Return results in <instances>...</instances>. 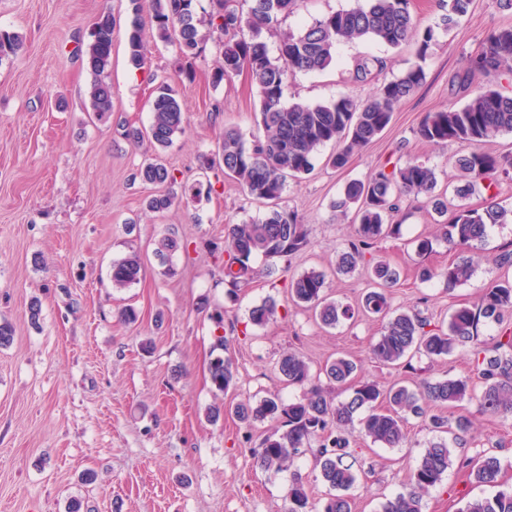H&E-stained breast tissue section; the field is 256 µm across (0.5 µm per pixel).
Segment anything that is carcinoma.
<instances>
[{"instance_id": "cac0c4a2", "label": "carcinoma", "mask_w": 512, "mask_h": 512, "mask_svg": "<svg viewBox=\"0 0 512 512\" xmlns=\"http://www.w3.org/2000/svg\"><path fill=\"white\" fill-rule=\"evenodd\" d=\"M197 0H129L132 12L127 51L130 64L136 68L145 63V41L141 14L150 12L158 40L176 46L181 55L197 58L205 52L200 35ZM242 12L234 0H211L209 25L220 34L217 61L212 83L247 72L255 87L263 137L247 143L235 128L224 129L222 160L224 176L230 177L259 201L272 204L262 218L228 225L224 237V283L226 295L234 300L246 287L252 273L251 261L260 253L268 259H288L308 245V230L298 214L280 206L290 177L300 179L312 172L317 150L335 146L330 163L343 169L352 153L376 140L390 125L395 110L425 81L422 61L435 42L436 30L449 31L466 16L474 0H442L443 13L434 23L420 28L411 11V0H366L363 5L332 11L307 27L279 34L278 56L269 53L261 39L263 30L278 17L292 12L295 0H250ZM112 15L102 13L94 24L91 41L85 51V63L93 79L87 88V99L94 117L101 121L112 114V84L105 72L112 62ZM369 38L391 48L410 42L417 45L419 62L401 75L386 79V68L380 58H361L353 78L360 83L374 82L373 96L360 101L341 95L324 103L297 101L285 103L284 85L288 74L313 72L327 68L341 43ZM22 45L20 35L0 29V60L17 55ZM512 74V25L495 27L487 32L478 54L464 57V69L455 73L451 91L465 98L458 106H448L427 113L416 128V137L425 143L455 142L463 151L454 161L455 177L460 183L456 195L465 198L474 185L484 182L494 190L502 176L512 174V151L492 152L485 144L503 133L512 132V93L494 88H475L471 75L484 70ZM185 129V114L176 92L161 83L153 100L149 127L125 129V137L138 142L148 138L163 151ZM137 178L158 187L174 181L167 166L155 159L142 166ZM433 168L409 160L380 170L365 179L346 182L334 202L341 215L355 212L356 235L337 257L335 273L347 275L360 266L370 267L374 288L365 294L359 307L331 300L326 295V274L311 270L288 281V294L298 305L315 310L321 322L333 326L355 316L356 309L387 319L381 335L371 344V355L383 364H397L415 354L438 360L466 349L478 378L483 383L479 397L483 413L512 414V331H504L491 348L479 340L483 322H501L512 311V279L507 278L486 289L478 300L463 304L449 315L443 328L431 324L415 309L394 310L386 289L400 277L397 268L374 257L372 249L383 237L400 234L401 225L393 222L399 212L402 194H413L426 200L440 217L436 221L441 235L463 250L442 269L422 267L419 278H440L453 288L471 279L475 259L465 251L473 242L484 238L489 224L512 222L508 211L493 201L481 209L458 205L448 210L446 192L438 191ZM174 203L170 193H157L146 200V209L163 212ZM179 247L174 238L161 240L154 255L160 263L169 261ZM144 272L141 257L134 253L112 264V287L123 290L138 283ZM277 317V304L272 298L253 307L250 322L264 326ZM278 370L285 381L304 385L310 380L308 362L298 353L288 352L279 361ZM209 378L214 389L227 393L235 384V367L231 358L215 356L209 364ZM324 374L336 386H348L349 397L336 403L320 387L313 386L298 402L286 403L271 395L253 404L241 401L233 408L237 420L244 424L268 420L274 423L254 450L256 467L279 472L303 453V448L317 443L314 466L329 487L328 497L319 504L310 502V494L302 475L294 473L288 487L287 512H353V501L347 495L358 476L347 463L353 457L354 438L368 440L385 448H397L408 442L409 418H426L430 428L453 435L458 442L475 430L468 415L458 413L448 418L442 413L427 414L429 406L457 408L473 397V384L467 376L435 382L424 381L412 388L397 382L385 389L359 374L356 361L338 357L326 364ZM452 465L448 440L439 438L427 446L403 489L387 499L381 512H422L423 497L439 485ZM460 467H471L470 475L478 484L495 487L500 474V461L486 455L476 466L468 459L458 461ZM462 512H512V489L499 490L490 497L468 503Z\"/></svg>"}]
</instances>
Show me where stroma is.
Wrapping results in <instances>:
<instances>
[{"label":"stroma","mask_w":512,"mask_h":512,"mask_svg":"<svg viewBox=\"0 0 512 512\" xmlns=\"http://www.w3.org/2000/svg\"><path fill=\"white\" fill-rule=\"evenodd\" d=\"M354 4L297 0L263 37L276 49L280 30L302 28ZM104 11L114 22L107 73L113 112L99 122L85 96L91 80L85 49ZM129 22L127 0H0V28L23 38L18 56L0 61V321L14 327L12 344L0 349V512H68L74 498L82 512H284L288 472L262 471L252 456L270 422L248 428L228 415L209 420L208 410L225 399L276 394L300 400L303 387L287 385L278 372L285 352L304 356L315 375L336 357L360 360L364 375L384 387L459 376L482 386L464 351L442 360L418 354L407 364L378 362L370 346L380 319L359 315L323 326L289 300L288 280L314 269L327 273V292L335 300L352 304L366 293V269L335 272L354 226L352 216L336 215L333 202L347 181L410 159L435 169L439 189L454 188L459 145L425 144L414 131L426 113L450 103L448 81L461 56L476 52L490 28L512 24V14L494 0H475L457 27L438 33L424 84L397 108L380 138L341 170L329 165L334 147L326 145L311 174L288 179L281 203L302 216L309 244L288 262L255 257L253 279L235 303L225 295L224 227L261 217L267 207L224 178L216 162L225 128H237L248 140L261 136L255 89L244 73L213 85L217 35L205 24L202 56L183 58L150 37L144 66L133 68ZM365 56L382 58L389 79L415 60L410 45L395 50L371 40L344 43L328 68L289 75L285 102H328L345 92L367 98L372 85L353 79L356 60ZM163 78L179 92L186 130L163 154L177 200L168 211L150 214L144 201L152 189L135 174L153 158L154 147L147 140L129 142L124 131L149 124ZM200 183L213 184V192L195 194ZM399 207L400 236L374 247L401 272L392 305L417 308L433 325H447L453 308L477 301L503 278L493 258L512 249V223L489 228L474 275L450 289L443 280L418 277L420 267L443 268L457 254L436 240L431 254L416 255L413 239L437 232L434 212L420 197H401ZM166 236L180 247L164 268L153 251ZM133 252L143 258L144 274L132 287L114 291L112 264ZM269 298L278 306L276 322L248 326L250 309ZM35 300L41 314L34 323L28 308ZM126 306L137 311L136 323L119 319ZM217 313L248 327L247 334L228 338L236 383L224 397L208 373ZM146 341L152 344L147 351ZM462 408L476 429L465 445H452L453 457L476 463L497 456L499 483L512 488V415L484 414L475 398ZM408 431L412 442L403 448L356 441L354 512H380L438 438L417 418ZM90 471L96 478L89 483ZM490 493L454 465L424 497L422 512H460L466 501Z\"/></svg>","instance_id":"stroma-1"}]
</instances>
